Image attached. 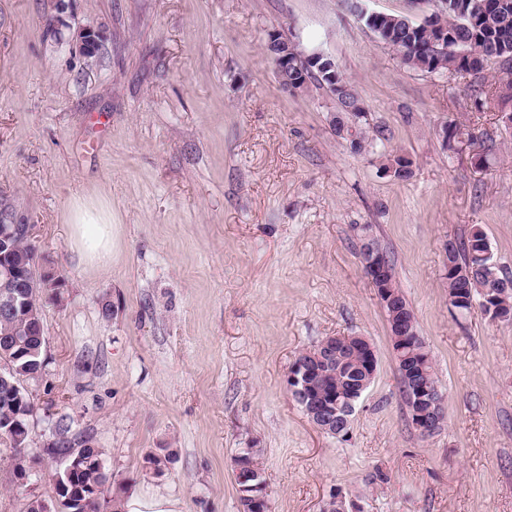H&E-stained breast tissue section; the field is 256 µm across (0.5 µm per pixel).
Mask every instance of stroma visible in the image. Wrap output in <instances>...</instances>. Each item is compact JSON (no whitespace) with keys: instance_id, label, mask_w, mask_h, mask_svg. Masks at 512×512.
Returning <instances> with one entry per match:
<instances>
[{"instance_id":"obj_1","label":"stroma","mask_w":512,"mask_h":512,"mask_svg":"<svg viewBox=\"0 0 512 512\" xmlns=\"http://www.w3.org/2000/svg\"><path fill=\"white\" fill-rule=\"evenodd\" d=\"M98 32L95 58L78 34ZM277 31L331 55L371 130L353 152L336 103L279 83ZM474 76L403 64L342 0H0V222L30 224L44 267L45 366L25 387L35 474L0 447V512L54 496L57 422L128 483L182 512H239L234 458L259 452L271 512H512V322L448 302V241L480 228L512 275V104L476 107ZM463 133L448 149L442 129ZM400 152L409 180L380 169ZM489 154L480 168L473 158ZM112 207V263L80 264L67 216ZM393 260L447 394L419 435L359 226ZM360 335L378 356L348 439L286 387L299 351ZM168 449L161 468L149 455Z\"/></svg>"}]
</instances>
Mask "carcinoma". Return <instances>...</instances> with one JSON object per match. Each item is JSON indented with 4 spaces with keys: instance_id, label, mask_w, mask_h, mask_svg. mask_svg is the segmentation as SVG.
Wrapping results in <instances>:
<instances>
[{
    "instance_id": "obj_1",
    "label": "carcinoma",
    "mask_w": 512,
    "mask_h": 512,
    "mask_svg": "<svg viewBox=\"0 0 512 512\" xmlns=\"http://www.w3.org/2000/svg\"><path fill=\"white\" fill-rule=\"evenodd\" d=\"M448 8L444 14L426 25L407 21L402 14L381 12L367 24L381 43L398 52L403 63L434 74L465 73L480 74L491 61L502 63L501 72L512 74V0H482L483 7L472 14V19L465 18V11L471 6V0H446ZM445 35L444 44L437 45L434 38L437 33ZM331 58L324 56L317 60L312 68L298 70L288 69V87L296 83H314L323 88H336L334 92L338 112H354L358 119L355 125V138L351 141L354 148H362L368 141L367 112L361 104L353 85L344 77L338 67L329 66ZM479 96L512 100V81L505 83L503 78L482 85ZM389 163L397 166L395 175L406 181L412 175V162L403 154L392 153L387 156ZM488 245V240L479 228L471 230L469 237L461 244L449 261L452 267L446 275L448 297L451 306L460 312L472 308V298L478 296V286L483 284L482 268L486 261L478 254ZM36 248L32 240L25 236L14 239L13 255L25 260L28 278L35 285L23 289L26 313L30 317L18 318L14 315H0V361H12L14 366L28 372L43 362L45 339L41 323L40 290L36 282L42 279L38 268L33 265ZM386 260V281L397 294V304L408 314L412 325V335L404 345H397L395 358L416 360L425 363L430 378H437L435 367L425 342L417 333L416 318L413 309L405 299L396 281L394 263L390 257ZM348 336L337 339L340 356L321 367L320 372L308 378L307 392L312 398L321 401L331 395L341 403L348 397L351 388L349 380L356 367L357 358L347 346ZM26 409L13 404V400L0 391V445L11 449L13 461L24 465L28 456L29 435L23 427L27 421L23 417ZM19 420L18 430L8 434L4 426ZM68 428L59 427L58 439L49 448L55 457L73 453L82 458L81 469L74 473L66 484L69 489L81 494L78 512H121L117 504L109 501L99 493L105 487L108 477L103 466L102 452L84 440L74 443L67 436ZM256 464V450L244 448L234 458V470L251 471Z\"/></svg>"
}]
</instances>
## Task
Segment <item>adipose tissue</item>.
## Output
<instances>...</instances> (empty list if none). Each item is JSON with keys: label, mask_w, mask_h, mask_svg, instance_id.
<instances>
[{"label": "adipose tissue", "mask_w": 512, "mask_h": 512, "mask_svg": "<svg viewBox=\"0 0 512 512\" xmlns=\"http://www.w3.org/2000/svg\"><path fill=\"white\" fill-rule=\"evenodd\" d=\"M70 235L83 264L100 269L112 261V224L110 218L93 205L79 202L70 214Z\"/></svg>", "instance_id": "ef3b65f1"}]
</instances>
